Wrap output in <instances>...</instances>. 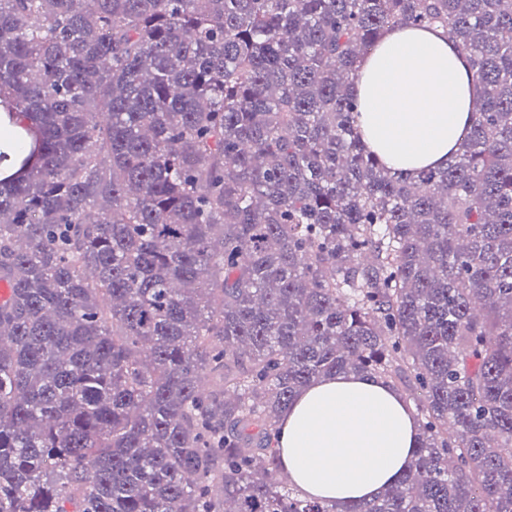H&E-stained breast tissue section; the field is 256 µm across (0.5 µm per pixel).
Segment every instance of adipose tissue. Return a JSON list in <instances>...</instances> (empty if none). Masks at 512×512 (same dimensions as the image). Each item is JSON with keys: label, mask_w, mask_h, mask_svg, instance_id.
<instances>
[{"label": "adipose tissue", "mask_w": 512, "mask_h": 512, "mask_svg": "<svg viewBox=\"0 0 512 512\" xmlns=\"http://www.w3.org/2000/svg\"><path fill=\"white\" fill-rule=\"evenodd\" d=\"M482 93L468 57L442 28H394L360 69L359 127L394 171L442 168ZM418 429L394 387L345 373L304 388L280 421L281 465L304 497L375 499L406 472Z\"/></svg>", "instance_id": "obj_1"}]
</instances>
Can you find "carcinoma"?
I'll use <instances>...</instances> for the list:
<instances>
[{
	"instance_id": "cac0c4a2",
	"label": "carcinoma",
	"mask_w": 512,
	"mask_h": 512,
	"mask_svg": "<svg viewBox=\"0 0 512 512\" xmlns=\"http://www.w3.org/2000/svg\"><path fill=\"white\" fill-rule=\"evenodd\" d=\"M442 26L482 88L395 176L358 64ZM0 512H338L279 420L339 372L413 400L344 512H512V0H0Z\"/></svg>"
}]
</instances>
